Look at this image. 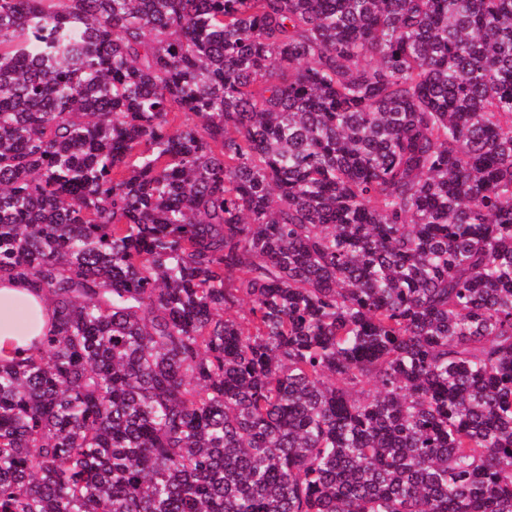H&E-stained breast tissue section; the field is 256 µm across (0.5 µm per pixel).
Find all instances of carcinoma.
Returning <instances> with one entry per match:
<instances>
[{"mask_svg": "<svg viewBox=\"0 0 512 512\" xmlns=\"http://www.w3.org/2000/svg\"><path fill=\"white\" fill-rule=\"evenodd\" d=\"M14 277L0 512H512V0H0ZM0 307V350L4 347L7 351L27 348L30 337L38 336L46 326L47 301L44 296H37L25 283L10 282L0 286ZM16 307L25 312V319L21 324L2 315L4 311ZM34 311L39 314L38 319H35Z\"/></svg>", "mask_w": 512, "mask_h": 512, "instance_id": "cac0c4a2", "label": "carcinoma"}]
</instances>
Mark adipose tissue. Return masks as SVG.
Masks as SVG:
<instances>
[{
  "mask_svg": "<svg viewBox=\"0 0 512 512\" xmlns=\"http://www.w3.org/2000/svg\"><path fill=\"white\" fill-rule=\"evenodd\" d=\"M21 308L25 313L23 322L0 319V349L25 348L30 337L39 335L46 325L48 304L44 296L36 295L27 284L20 282L0 286V309Z\"/></svg>",
  "mask_w": 512,
  "mask_h": 512,
  "instance_id": "ef3b65f1",
  "label": "adipose tissue"
}]
</instances>
